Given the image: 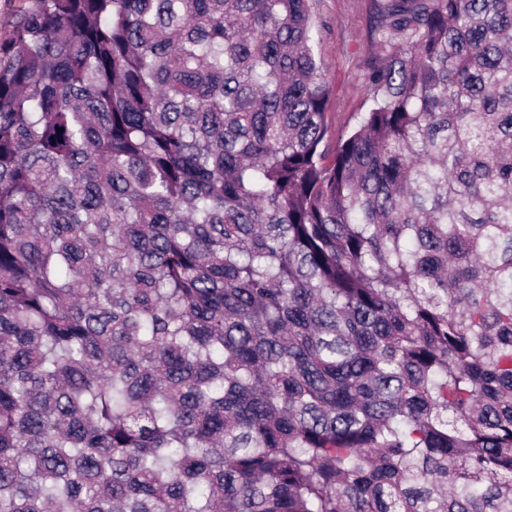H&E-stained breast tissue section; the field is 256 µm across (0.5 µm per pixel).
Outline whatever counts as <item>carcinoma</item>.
<instances>
[{"label": "carcinoma", "instance_id": "1", "mask_svg": "<svg viewBox=\"0 0 512 512\" xmlns=\"http://www.w3.org/2000/svg\"><path fill=\"white\" fill-rule=\"evenodd\" d=\"M30 0L0 42V512H512V0ZM371 0H320L314 50L330 89L328 124L332 138L355 123L361 112L365 60L377 52L371 40Z\"/></svg>", "mask_w": 512, "mask_h": 512}]
</instances>
